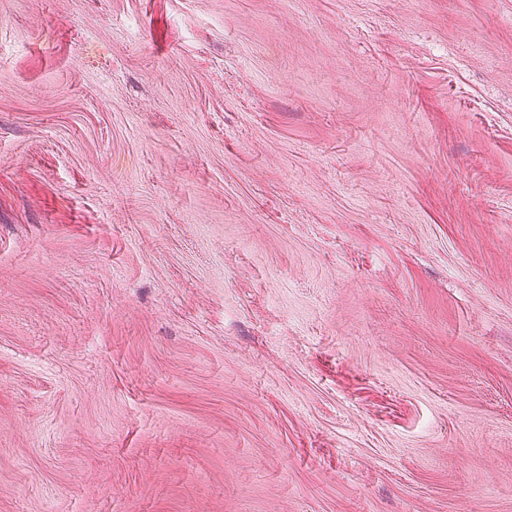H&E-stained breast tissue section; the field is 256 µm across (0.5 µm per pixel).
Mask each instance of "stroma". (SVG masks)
<instances>
[{"instance_id":"obj_1","label":"stroma","mask_w":512,"mask_h":512,"mask_svg":"<svg viewBox=\"0 0 512 512\" xmlns=\"http://www.w3.org/2000/svg\"><path fill=\"white\" fill-rule=\"evenodd\" d=\"M0 512H512V0H0Z\"/></svg>"}]
</instances>
